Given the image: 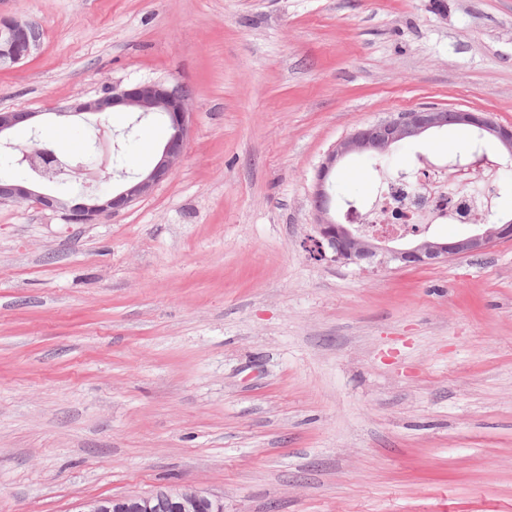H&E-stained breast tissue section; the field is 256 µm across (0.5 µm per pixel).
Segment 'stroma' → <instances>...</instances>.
<instances>
[{
  "instance_id": "obj_1",
  "label": "stroma",
  "mask_w": 512,
  "mask_h": 512,
  "mask_svg": "<svg viewBox=\"0 0 512 512\" xmlns=\"http://www.w3.org/2000/svg\"><path fill=\"white\" fill-rule=\"evenodd\" d=\"M35 22L0 66L14 129L106 194L167 127L61 107L145 80L193 92L172 177L95 224L0 203V512H80L168 485L224 512H512V240L433 265L312 259L311 195L354 129L420 107L512 125V0H0ZM470 129L344 159L333 212L465 153ZM112 178L95 181L98 144ZM489 221L512 155L483 141Z\"/></svg>"
}]
</instances>
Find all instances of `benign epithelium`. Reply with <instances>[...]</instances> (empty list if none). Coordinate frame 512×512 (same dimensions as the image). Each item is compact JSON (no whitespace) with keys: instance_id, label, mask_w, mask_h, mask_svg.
I'll return each instance as SVG.
<instances>
[{"instance_id":"benign-epithelium-1","label":"benign epithelium","mask_w":512,"mask_h":512,"mask_svg":"<svg viewBox=\"0 0 512 512\" xmlns=\"http://www.w3.org/2000/svg\"><path fill=\"white\" fill-rule=\"evenodd\" d=\"M3 33L8 34V44L0 46V64L5 66L19 64L28 58L39 47L41 40V31L37 26L32 23L23 25L14 17L0 18V34ZM191 100L192 91L185 85L145 81L124 87L114 86L71 104L63 112L101 115L122 107L142 117L159 114L166 120L170 135L147 171L108 197L87 194L63 199L38 190L40 181H53L63 175L80 172L83 165L39 148L24 151L15 156L14 162L26 172V176L19 179L0 177V202L33 201L42 208L62 212L69 223L94 224L103 216L150 195L171 177L183 157L193 121ZM36 116L35 112L1 109L0 148H12L8 135L17 125ZM450 123L476 128L480 137L497 140L512 155V128L481 112L418 108L359 127L336 143L317 171L312 195L316 213L315 234L308 238L310 254L321 259L328 256L333 261L359 265L384 251L391 262L406 266L424 265L457 256L480 254L500 240L511 238L512 223L506 221L491 228L483 227L474 234L451 242L422 239L408 249H385L375 241V237L363 235L352 225L343 224L330 216L332 205L328 204L331 197L326 184L339 162L354 154L383 157L402 141L432 129H443ZM202 502L215 506L213 512H224V504L220 501L198 490L179 487L161 489L144 496L114 498L112 512H199Z\"/></svg>"}]
</instances>
